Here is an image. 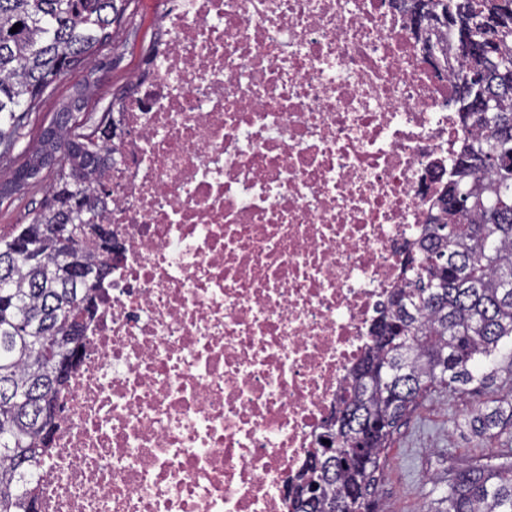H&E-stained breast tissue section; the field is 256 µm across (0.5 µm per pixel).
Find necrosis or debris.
I'll list each match as a JSON object with an SVG mask.
<instances>
[{"instance_id": "necrosis-or-debris-1", "label": "necrosis or debris", "mask_w": 512, "mask_h": 512, "mask_svg": "<svg viewBox=\"0 0 512 512\" xmlns=\"http://www.w3.org/2000/svg\"><path fill=\"white\" fill-rule=\"evenodd\" d=\"M39 512H288L463 138L395 0H164Z\"/></svg>"}]
</instances>
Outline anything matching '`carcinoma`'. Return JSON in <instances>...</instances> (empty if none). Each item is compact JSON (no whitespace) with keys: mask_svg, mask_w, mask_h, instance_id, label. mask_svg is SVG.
Listing matches in <instances>:
<instances>
[{"mask_svg":"<svg viewBox=\"0 0 512 512\" xmlns=\"http://www.w3.org/2000/svg\"><path fill=\"white\" fill-rule=\"evenodd\" d=\"M131 0H0V152L9 153L25 114L45 90L88 53L109 45V28ZM421 50L426 38L421 12L444 23L433 40L439 65L454 83L460 124L467 132L453 178L433 199L431 221L388 295L371 343L348 372L346 387L329 421L341 444L315 448L298 478L316 475L311 496L295 484L291 512H373L381 454L404 418L427 395L459 392L496 378L503 355L512 359V0H403ZM483 15L496 22L491 50L458 52V36ZM17 32H11L15 24ZM495 102L485 114L479 105ZM79 100L64 106L41 135L40 147L13 176L46 158L54 167L50 200L0 238V512H38L36 487L27 479L50 451L45 429L55 430L50 405L70 374L49 365L63 346L65 321L85 302L98 305L101 289L89 275L112 270V253L66 245L57 227L74 224L87 201L101 219L112 202L105 190L112 167L114 112L84 129L70 119ZM512 444V388L496 406L473 420ZM436 512H512V461L448 475Z\"/></svg>","mask_w":512,"mask_h":512,"instance_id":"carcinoma-1","label":"carcinoma"}]
</instances>
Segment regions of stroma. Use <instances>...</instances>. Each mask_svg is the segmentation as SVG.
<instances>
[{"label":"stroma","mask_w":512,"mask_h":512,"mask_svg":"<svg viewBox=\"0 0 512 512\" xmlns=\"http://www.w3.org/2000/svg\"><path fill=\"white\" fill-rule=\"evenodd\" d=\"M160 13L159 0H132L121 25L112 29L110 45L62 76L30 113L14 151L0 157V235L29 223L33 211L48 198L53 182L48 167L24 189L8 186L14 171L30 158L42 130L75 98L81 101V117L97 120L118 89L140 71L146 48L157 38ZM511 386L512 368L504 365L492 386L476 384L464 394L442 391L425 398L403 420L385 450L376 512H427L433 499L431 478L498 462L502 448L494 433L473 435L467 422Z\"/></svg>","instance_id":"obj_1"}]
</instances>
